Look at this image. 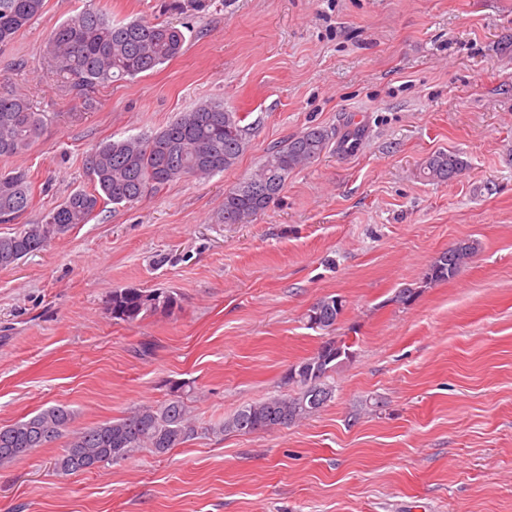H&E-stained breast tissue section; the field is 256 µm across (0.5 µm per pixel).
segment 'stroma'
<instances>
[{"label":"stroma","mask_w":512,"mask_h":512,"mask_svg":"<svg viewBox=\"0 0 512 512\" xmlns=\"http://www.w3.org/2000/svg\"><path fill=\"white\" fill-rule=\"evenodd\" d=\"M107 2L113 20L181 28L184 51L79 95L45 47L86 0H45L0 48V93L49 116L28 151L0 157L34 183L0 235L90 188L101 142L202 102L242 115L249 147L212 177L101 205L0 269V426L62 404L73 429L92 427L160 403L172 380L192 383L203 432L80 475L53 467L65 439L31 449L0 468V512H512V0ZM312 125L326 152L253 223H223L225 191ZM438 151L466 161L458 179H424ZM461 239L479 244L470 263L425 284ZM126 287L178 305L114 320ZM331 294L352 356L328 406L288 428L211 433L288 393V369L323 341L305 314Z\"/></svg>","instance_id":"obj_1"}]
</instances>
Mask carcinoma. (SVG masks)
Masks as SVG:
<instances>
[{
    "mask_svg": "<svg viewBox=\"0 0 512 512\" xmlns=\"http://www.w3.org/2000/svg\"><path fill=\"white\" fill-rule=\"evenodd\" d=\"M44 0H0V47L40 15ZM185 33L167 22L132 20L112 22L108 9L89 4L53 29L47 52L54 67L68 76L80 91L133 79L182 54ZM243 118L210 101L183 112L161 131L145 137L109 140L89 155V190L70 193L40 222L24 224L9 235H0V269L42 251L54 238L84 224L102 204L132 205L150 192L185 177L212 176L234 166L248 148ZM48 122L45 112L33 111L20 94L0 95V156L21 154L37 141ZM329 134L312 127L283 146L264 155L257 171L224 193L222 220L249 224L263 213L298 167L323 155ZM464 170V161L453 152L431 155L424 177L447 183ZM33 186L28 171H0V223L8 224L24 214L32 202ZM478 243L462 240L442 252L429 267L426 280L442 283L454 279ZM178 305L167 291L129 287L115 289L110 299L112 318L132 323L148 313L169 312ZM341 316L336 296L327 295L305 314L309 328L327 335L316 354L292 366L286 383L297 388L293 395L279 394L252 402L224 420L219 431L251 434L288 427L326 407L334 396L328 381L350 357V346L331 337ZM186 381L168 383V398L143 405L127 415L71 434L54 466L64 475L91 473L127 459L147 448L164 455L198 434L187 404ZM73 413L62 405L0 427V467H7L33 448L47 447L63 436Z\"/></svg>",
    "mask_w": 512,
    "mask_h": 512,
    "instance_id": "carcinoma-1",
    "label": "carcinoma"
}]
</instances>
